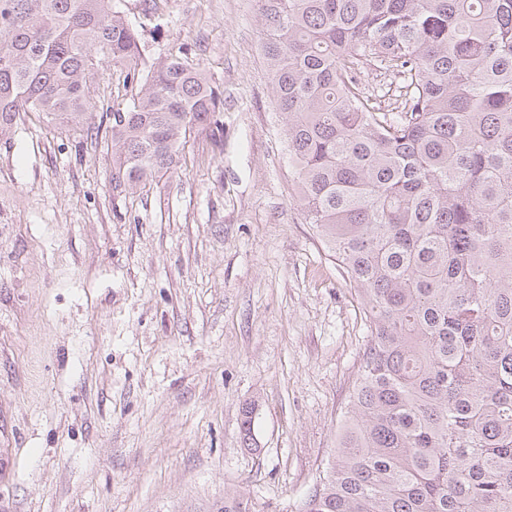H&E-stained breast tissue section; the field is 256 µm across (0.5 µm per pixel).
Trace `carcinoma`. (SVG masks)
<instances>
[{
  "instance_id": "obj_1",
  "label": "carcinoma",
  "mask_w": 512,
  "mask_h": 512,
  "mask_svg": "<svg viewBox=\"0 0 512 512\" xmlns=\"http://www.w3.org/2000/svg\"><path fill=\"white\" fill-rule=\"evenodd\" d=\"M296 198L369 341L302 512H512V0H257ZM113 0H0V131L88 123L107 64L112 196L177 167L224 92ZM392 76L396 98L359 74Z\"/></svg>"
}]
</instances>
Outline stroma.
Segmentation results:
<instances>
[{"mask_svg": "<svg viewBox=\"0 0 512 512\" xmlns=\"http://www.w3.org/2000/svg\"><path fill=\"white\" fill-rule=\"evenodd\" d=\"M224 91L220 134L112 196L111 135L0 132V512H299L368 341L294 197L256 0H116ZM136 88L105 67V122ZM254 427L243 437L244 410Z\"/></svg>", "mask_w": 512, "mask_h": 512, "instance_id": "1", "label": "stroma"}]
</instances>
